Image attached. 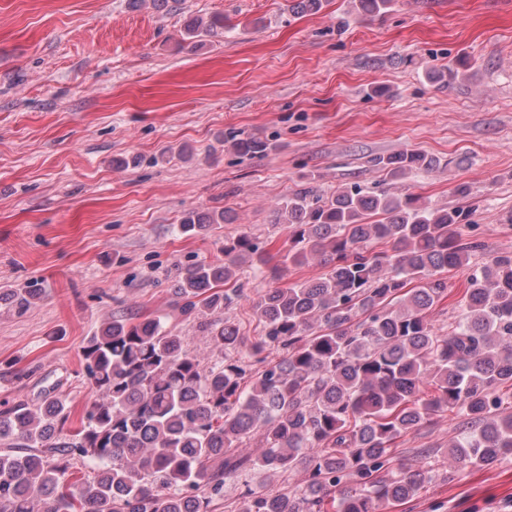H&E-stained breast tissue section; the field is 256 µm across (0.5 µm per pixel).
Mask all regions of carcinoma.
I'll list each match as a JSON object with an SVG mask.
<instances>
[{
  "mask_svg": "<svg viewBox=\"0 0 512 512\" xmlns=\"http://www.w3.org/2000/svg\"><path fill=\"white\" fill-rule=\"evenodd\" d=\"M358 4L378 16L393 0ZM222 25L220 16L200 18L187 34ZM233 147L271 149L257 137ZM372 163L393 179L442 168L421 151ZM279 213L289 235L272 273L317 256L323 275L254 300L262 334L244 349L224 312L243 299L238 271L258 244L226 239L224 260L186 268L176 306L218 350L213 361L162 316L102 320L81 347L95 396L80 428L64 432L67 395L53 390L0 410V512H213L225 482L251 470L302 471L304 485L278 494L248 487L240 512H385L435 477L390 470L391 445L444 411L465 421L443 455L455 467L512 456V254L474 270L463 316L443 334L430 319L448 288L440 272L484 249L467 238L463 209L357 185L330 194L306 185ZM232 221L227 210L192 211L179 228L204 235ZM8 296L22 314L39 291ZM272 351L280 360L245 381L247 361ZM255 434L262 452L243 454ZM77 458L94 462V477L70 472Z\"/></svg>",
  "mask_w": 512,
  "mask_h": 512,
  "instance_id": "cac0c4a2",
  "label": "carcinoma"
}]
</instances>
